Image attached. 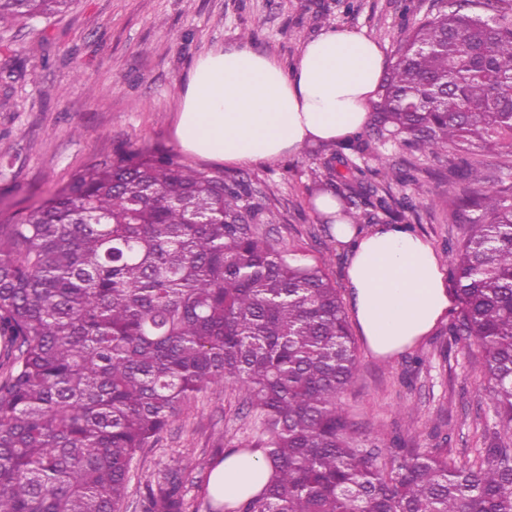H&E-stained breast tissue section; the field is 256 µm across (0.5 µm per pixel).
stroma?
I'll return each instance as SVG.
<instances>
[{
    "label": "stroma",
    "mask_w": 512,
    "mask_h": 512,
    "mask_svg": "<svg viewBox=\"0 0 512 512\" xmlns=\"http://www.w3.org/2000/svg\"><path fill=\"white\" fill-rule=\"evenodd\" d=\"M436 10L435 0H71L62 12L0 29V64L16 67L0 85V218L42 204L71 176L106 155L131 150L173 155L179 162L247 179L252 204L272 212L261 230L282 249L321 267L347 295L349 252L314 210L316 176L333 145L309 146L275 162L232 166L182 150L174 126L190 71L218 48L247 45L284 72L304 44L329 27L364 33L392 64L405 24ZM389 169L372 155L357 161L369 180L401 196L394 179L406 170L419 180L421 199L410 224L442 263L463 244L467 227L448 205V162L392 145H378ZM445 315L434 330L402 353L375 356L356 337L357 374L340 398L358 448L441 450L473 461L497 425L484 388L478 347L455 344ZM258 415L236 387L207 390L182 404L156 447L133 466V478L191 461L184 491L205 512V484L217 450L258 442Z\"/></svg>",
    "instance_id": "35a3bbf8"
}]
</instances>
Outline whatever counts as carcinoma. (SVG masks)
Segmentation results:
<instances>
[{"instance_id":"carcinoma-1","label":"carcinoma","mask_w":512,"mask_h":512,"mask_svg":"<svg viewBox=\"0 0 512 512\" xmlns=\"http://www.w3.org/2000/svg\"><path fill=\"white\" fill-rule=\"evenodd\" d=\"M69 2L0 0V28ZM462 2L406 28L375 140L423 155L512 148V0ZM325 168L354 224L416 211L340 151ZM455 181L472 190L449 199L468 224L450 335L482 347L501 426L478 460L351 446L338 399L358 357L335 286L260 233L245 181L131 151L0 224V512H122L138 453L182 403L227 384L259 410L266 439L242 448L273 475L240 506L210 496L208 512H512V188L450 158ZM191 469L153 474L143 512H196Z\"/></svg>"}]
</instances>
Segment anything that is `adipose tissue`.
Here are the masks:
<instances>
[{"instance_id": "ef3b65f1", "label": "adipose tissue", "mask_w": 512, "mask_h": 512, "mask_svg": "<svg viewBox=\"0 0 512 512\" xmlns=\"http://www.w3.org/2000/svg\"><path fill=\"white\" fill-rule=\"evenodd\" d=\"M384 59L366 36L336 27L309 41L292 74L249 47L216 49L195 63L174 136L187 152L233 164L272 162L320 143L344 140L369 120ZM317 212L334 218L348 245L352 314L368 347L390 357L428 336L453 298L431 245L405 224L371 230L337 217L340 202L317 193ZM270 477L261 451L230 454L211 472V493L236 504Z\"/></svg>"}]
</instances>
